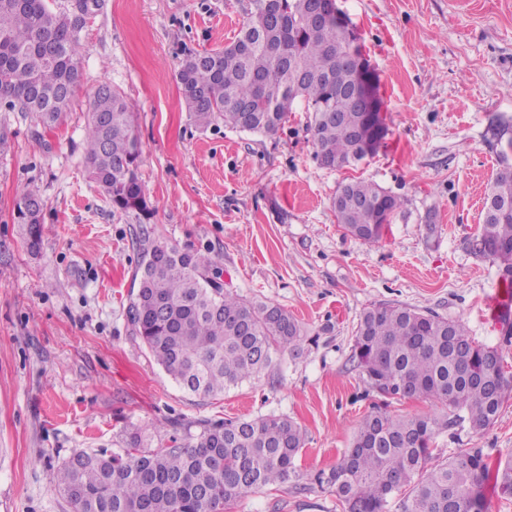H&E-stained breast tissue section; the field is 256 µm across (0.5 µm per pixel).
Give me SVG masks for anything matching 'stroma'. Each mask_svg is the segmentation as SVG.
Here are the masks:
<instances>
[{
    "mask_svg": "<svg viewBox=\"0 0 512 512\" xmlns=\"http://www.w3.org/2000/svg\"><path fill=\"white\" fill-rule=\"evenodd\" d=\"M378 76L389 135L373 159L336 171L314 158L305 112L266 137L196 125L177 72L237 36L252 0H104L83 29L72 104L55 127L0 103V512H70L54 480L79 449L108 448L172 418L285 415L305 432L288 483L224 512H340L313 476L348 448L374 399L352 360L357 320L379 303L463 320L499 344L486 302L501 279L466 246L502 167L490 127L512 124V0H338ZM108 82L133 106L140 173L159 236L209 254L237 293L292 313L311 344L220 399L185 393L128 327L133 218L89 181L87 113ZM366 179L404 211L380 243L344 233L332 198ZM45 202L38 251L14 213L27 186ZM512 453V396L484 433L436 438L440 458Z\"/></svg>",
    "mask_w": 512,
    "mask_h": 512,
    "instance_id": "obj_1",
    "label": "stroma"
}]
</instances>
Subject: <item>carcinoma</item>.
<instances>
[{
  "instance_id": "1",
  "label": "carcinoma",
  "mask_w": 512,
  "mask_h": 512,
  "mask_svg": "<svg viewBox=\"0 0 512 512\" xmlns=\"http://www.w3.org/2000/svg\"><path fill=\"white\" fill-rule=\"evenodd\" d=\"M311 0H253V10L234 41L219 50L191 54L177 73L181 98L200 126L222 120L242 131L272 137L298 98L310 112L315 158L333 168L376 154L389 131L361 132L363 115L350 88L354 74L341 61L352 45L336 24H313ZM80 23L48 0H0V100L54 126L68 108L80 79ZM266 84L260 86L256 80ZM141 145L133 132L131 105L112 84H100L86 125L89 178L112 210L139 224L138 256L126 319L149 354L186 393L213 399L275 366L274 356L299 352L309 341L302 324L280 306L224 288V270L210 256L180 248L156 235L140 179ZM502 166L484 198L483 224L467 246L472 255L512 279V165ZM39 190L24 191L17 223L27 244L41 242ZM404 202L363 179L342 184L333 208L345 233L372 246ZM505 346L475 342L464 321L401 304L379 303L359 316L353 361L379 398L360 421L351 445L317 480L336 495L341 512H482L481 485L494 480L512 495V455L490 466L480 448H461L433 463L435 436L466 427L490 428L512 376ZM435 399L439 415L395 417L391 399ZM169 444L149 449L138 431L122 446L80 451L62 461L57 486L72 512H224L226 505L296 474L305 437L284 415L200 420L196 431L170 421Z\"/></svg>"
}]
</instances>
